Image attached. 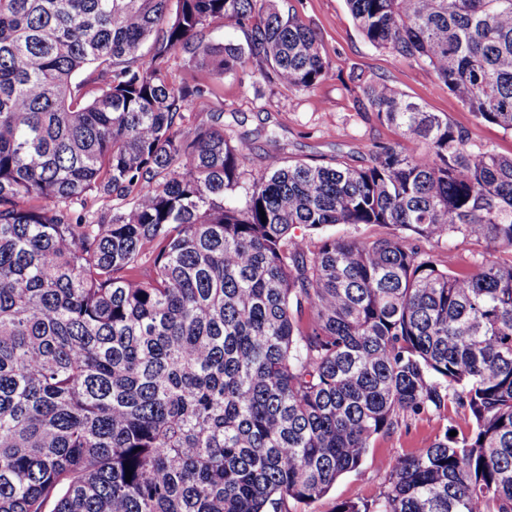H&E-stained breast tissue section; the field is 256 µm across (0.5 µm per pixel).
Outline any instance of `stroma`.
I'll list each match as a JSON object with an SVG mask.
<instances>
[{"label":"stroma","instance_id":"35a3bbf8","mask_svg":"<svg viewBox=\"0 0 512 512\" xmlns=\"http://www.w3.org/2000/svg\"><path fill=\"white\" fill-rule=\"evenodd\" d=\"M293 2L316 32L320 51L330 63L326 78L313 89L297 91L266 81L255 63L244 78L227 77L215 85L213 94L196 109L201 121L210 113H222L225 134L232 142L245 143V177L263 172L276 150L282 157L311 164L342 160L359 168L369 164L370 150L380 142L398 141L406 152H417V143L401 140L397 129L381 124L373 113L359 111L360 90L351 80L355 73L387 81L427 111L446 113L468 130L473 152L512 154V131L477 123L432 72L373 47L357 31L345 0ZM463 423L462 416L452 412L405 419L378 437L362 465L339 478L327 495L309 504L289 502V512H336L341 502L375 498L388 480L382 459L412 453L446 427Z\"/></svg>","mask_w":512,"mask_h":512}]
</instances>
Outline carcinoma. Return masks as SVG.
Wrapping results in <instances>:
<instances>
[{
    "label": "carcinoma",
    "mask_w": 512,
    "mask_h": 512,
    "mask_svg": "<svg viewBox=\"0 0 512 512\" xmlns=\"http://www.w3.org/2000/svg\"><path fill=\"white\" fill-rule=\"evenodd\" d=\"M346 3L512 131V0ZM227 22L242 41L206 39ZM178 52L208 80L175 84ZM253 61L295 90L329 70L285 0H0V512H282L451 407L464 429L336 512H512V155L367 82L360 109L420 152L273 153L244 185L221 113L191 116ZM336 224L394 233H292ZM454 236L491 250L468 270L423 248ZM390 231L389 228L378 225L354 226L350 224H337L327 227L324 230L309 231L307 232V237L311 248L314 249L315 246L319 244L320 240L328 235L336 237H355L365 240L385 235Z\"/></svg>",
    "instance_id": "obj_1"
}]
</instances>
